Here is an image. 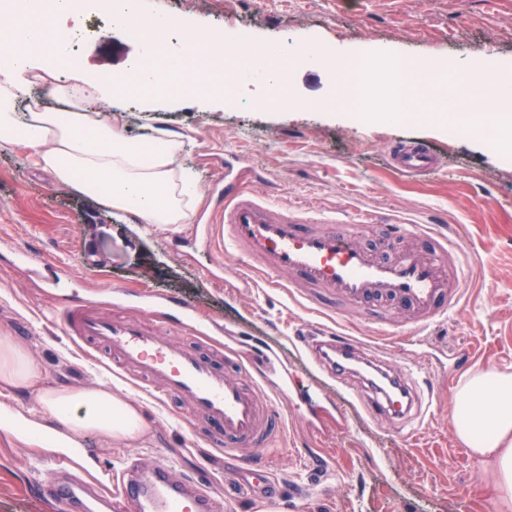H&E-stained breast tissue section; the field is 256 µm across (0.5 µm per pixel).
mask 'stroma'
Returning <instances> with one entry per match:
<instances>
[{
  "label": "stroma",
  "instance_id": "obj_1",
  "mask_svg": "<svg viewBox=\"0 0 512 512\" xmlns=\"http://www.w3.org/2000/svg\"><path fill=\"white\" fill-rule=\"evenodd\" d=\"M144 13L181 16L202 32L239 25L251 43L281 53L318 45L333 55L379 52L421 61L442 59L467 74L491 73L512 85V0H139ZM140 51L127 28L97 10L81 17L74 53L79 65L108 73ZM293 106L256 107L260 84L242 87L235 102L205 104L194 93L161 104L149 118L139 98L112 101L118 127L143 138L152 127L184 135L183 163L195 175L197 213L211 197L217 160L233 165L244 186L285 206L333 212L366 210L412 224L446 227L470 261L459 309L418 343L354 327L362 342L386 349L395 366L427 369L434 403L414 438L363 413L320 431L288 414V432L271 458L277 495L251 500L246 478L223 453L210 450L191 429L189 415L154 403L107 361L81 351L53 322L54 299L0 257V336L27 345L46 387L83 388L101 382L136 400L148 432L134 443L87 436L101 462L119 467L133 452L170 461L184 476H206L235 512H498L478 483V465L455 439L449 413L457 378L448 375L451 352H471L473 364L512 369V148L482 135L452 134L454 113L414 112L398 120L356 118L338 102L330 68H293L284 89ZM322 107H308L311 99ZM396 141H419L445 158L430 174L408 178L384 159ZM182 224L111 222L99 203L56 184L37 170L24 147H0V254L11 247L60 262L69 292L95 299L96 282L132 290L147 287L191 302L200 315L239 330L262 326L277 340L293 330L325 323L274 288L236 292L209 278L220 264L240 272L220 240L182 247ZM47 438L15 441L0 434V512H56L35 483L47 474L41 459Z\"/></svg>",
  "mask_w": 512,
  "mask_h": 512
}]
</instances>
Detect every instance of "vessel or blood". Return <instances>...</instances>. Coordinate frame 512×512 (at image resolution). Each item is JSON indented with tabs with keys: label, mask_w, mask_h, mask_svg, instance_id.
Masks as SVG:
<instances>
[{
	"label": "vessel or blood",
	"mask_w": 512,
	"mask_h": 512,
	"mask_svg": "<svg viewBox=\"0 0 512 512\" xmlns=\"http://www.w3.org/2000/svg\"><path fill=\"white\" fill-rule=\"evenodd\" d=\"M388 161L412 178L439 165L437 154L418 142L391 145ZM369 227L378 233V246L360 241ZM222 229L225 251L248 270L239 287H252L256 273L268 287L288 289L308 308L352 324H397L420 336L461 304L463 257L448 235L425 225L369 212L340 218L292 209L228 177ZM20 259L25 272L56 295L55 321L67 336L107 358L114 373L157 403L183 400L195 433L224 451L252 485L269 482L258 452L282 434L289 409L319 430L326 415L339 410L343 395L370 418L404 432L424 423L428 402L411 373L390 367L379 349L349 334L319 330L297 337L295 348L313 367L310 384L300 386L263 338L213 336L188 303L129 290L114 296L113 304H137L142 316H111L68 294L51 262L27 253ZM97 460L90 449L63 445L37 493L55 501L60 512H82L89 496L111 504L113 512H224L223 497L205 478L178 475L166 461L147 464L130 456L120 469L103 470L96 486H87L79 476Z\"/></svg>",
	"instance_id": "vessel-or-blood-1"
}]
</instances>
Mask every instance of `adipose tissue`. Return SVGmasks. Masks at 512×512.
<instances>
[{"instance_id":"ef3b65f1","label":"adipose tissue","mask_w":512,"mask_h":512,"mask_svg":"<svg viewBox=\"0 0 512 512\" xmlns=\"http://www.w3.org/2000/svg\"><path fill=\"white\" fill-rule=\"evenodd\" d=\"M17 19L0 16V146L24 145L37 166L57 184L78 190L104 205L108 218L135 217L140 224H188L198 196L190 170L182 164L183 136L156 131L150 140L124 135L112 118V95L123 85H154L171 74L190 83L214 75L221 36L184 32L178 48L165 51V24L146 19L140 55L113 70L111 79L80 74L77 84L53 86L62 108L48 110L33 100V80L52 74L65 58L49 35H25ZM398 71L375 68L368 55L340 65L341 74L358 71L352 100L367 115H397L416 109L413 91L421 72L442 77L445 69L398 59ZM235 67L260 71L278 87L285 56L264 48H244ZM39 368L23 344L0 337V389L33 391V413L65 422L76 436L94 434L106 441L130 442L145 433L141 407L111 386L73 389L39 387ZM450 418L457 440L479 465L478 478L494 496L499 512H512V370L473 367L454 389Z\"/></svg>"}]
</instances>
